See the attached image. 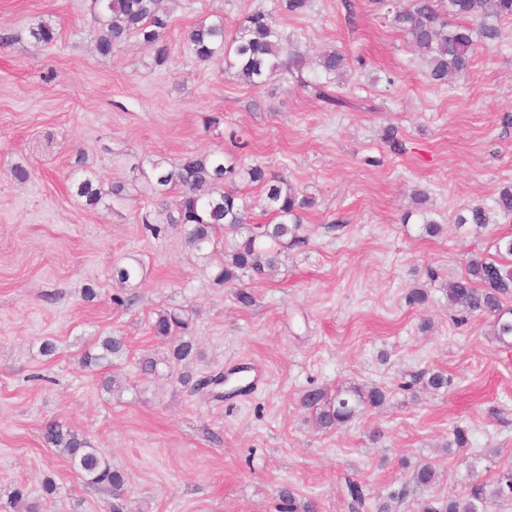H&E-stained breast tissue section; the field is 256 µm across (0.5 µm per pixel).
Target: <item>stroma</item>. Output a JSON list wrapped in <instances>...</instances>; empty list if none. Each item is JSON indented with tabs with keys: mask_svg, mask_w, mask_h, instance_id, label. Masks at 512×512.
I'll return each instance as SVG.
<instances>
[{
	"mask_svg": "<svg viewBox=\"0 0 512 512\" xmlns=\"http://www.w3.org/2000/svg\"><path fill=\"white\" fill-rule=\"evenodd\" d=\"M393 5L309 0L288 15L277 0H165L171 58L158 67L135 43L97 54L92 0H0V25L20 33L38 16L59 31L53 46L22 40L0 51L1 503L23 487L44 512H111V495L44 441L54 420L125 475L126 512H278L285 486L320 512H347L346 478L385 495L423 463L439 475L432 496L461 499L473 479L490 482L512 466V347L493 340L490 317L450 309L440 286L464 274L470 254L495 256L497 240L512 236L510 217L478 231L455 222L462 209L493 208L512 184V18L496 20L498 38L478 46L466 72L436 85ZM253 10L276 12L289 51L305 60L302 72H277L260 89L196 62L183 38L211 14L231 28ZM331 49L349 63L346 80H326L316 66ZM313 81L343 106L314 97ZM209 114L222 115L219 127H205ZM48 132L51 147L38 149ZM391 133L402 150L390 148ZM234 134L245 149H234ZM217 149L315 199L307 246L250 282L248 308L214 283L181 227L154 237L138 222L151 201L132 164ZM16 165L33 178L12 179ZM81 167L103 187L124 183L126 202L86 206L68 179ZM423 210L440 235L424 232ZM132 257L146 276L134 304L120 306L112 267ZM89 283L90 303L81 295ZM415 284L428 289L425 308L407 303ZM173 308L193 317L194 376L254 361L264 382L219 402L191 393L180 368L143 375L142 357L167 354L151 323ZM112 335L125 338V353L84 367V352ZM47 339L49 356L40 352ZM435 371L447 388L403 390ZM370 383L387 389L388 404L331 431L316 429L300 403L312 389L331 396ZM457 425L468 431L461 449L450 444ZM49 479L51 496L42 490Z\"/></svg>",
	"mask_w": 512,
	"mask_h": 512,
	"instance_id": "35a3bbf8",
	"label": "stroma"
}]
</instances>
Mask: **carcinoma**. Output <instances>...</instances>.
Instances as JSON below:
<instances>
[{"mask_svg": "<svg viewBox=\"0 0 512 512\" xmlns=\"http://www.w3.org/2000/svg\"><path fill=\"white\" fill-rule=\"evenodd\" d=\"M93 3L95 46L100 56L110 57L136 38L151 52L155 66L169 63L171 47L167 34L171 20L163 0H93ZM490 17H512V0H413L412 8L396 12L393 20L421 52L429 79L439 85L446 83L449 76L468 70L478 42L499 36L496 28L486 25ZM25 34L36 46H52L59 38L55 25L35 17L26 24ZM185 42L197 62L218 61L224 65V72L253 88L264 86L279 70L288 71L303 64L300 57L288 55L271 12L249 13L231 31L224 24V16L206 17L186 31ZM318 65L325 75L335 78L343 77L348 67L346 58L334 50L322 53ZM132 172L133 182L141 185L145 197L160 201L175 189L180 192L175 208L160 205L141 214L140 223L152 235H159L166 224L179 225L186 245L205 261L211 259L221 233L234 236V243L216 266L214 281L219 285H240L236 301L243 308L254 302L253 295L243 287V280L264 278L275 269L288 248L304 244L300 231L307 212L315 204L314 198L262 165H247L236 155L219 149L188 154L176 164L163 158H150L132 167ZM239 181L263 189L262 210L276 219L275 223L247 224L248 205L237 187ZM72 186L75 195L93 208L102 206L112 210L127 199L123 184H114L105 192L89 174H74ZM490 221L491 212L481 206L469 207L456 217L457 223L470 224L476 229ZM143 277L144 265L138 259L114 265L112 282L119 290L114 301L120 305L131 303L130 290L138 287ZM444 290L449 306L469 315L493 317V339L512 347V308L503 307V299L512 296V264L473 254L467 260L466 273L445 283ZM151 331L170 342L168 360L181 364L193 359V322L184 310L157 314ZM97 349L96 353H84L85 366H98L121 356L126 345L121 337L106 336L99 341ZM180 380L191 384L195 391L209 388L215 398H224L221 374L194 382L187 373ZM387 398L388 392L381 387L354 384L337 390L333 398L310 390L302 396L301 403L312 411L318 428L330 430L352 422L366 409L384 406ZM43 438L68 456L85 484L112 492L116 497L112 512H124L121 496L126 477L112 469L100 449L60 422L48 423ZM508 479H512V468L500 471L491 483L472 481L464 499H424L419 512H489L494 503L512 502V495L505 491ZM435 480V469L425 464L411 472L409 484L416 490H425ZM346 493L351 512H360L366 506L367 496L360 483L347 481ZM280 498L283 503L280 512H318L319 509L314 500L297 502L287 487L280 490Z\"/></svg>", "mask_w": 512, "mask_h": 512, "instance_id": "obj_1", "label": "carcinoma"}]
</instances>
